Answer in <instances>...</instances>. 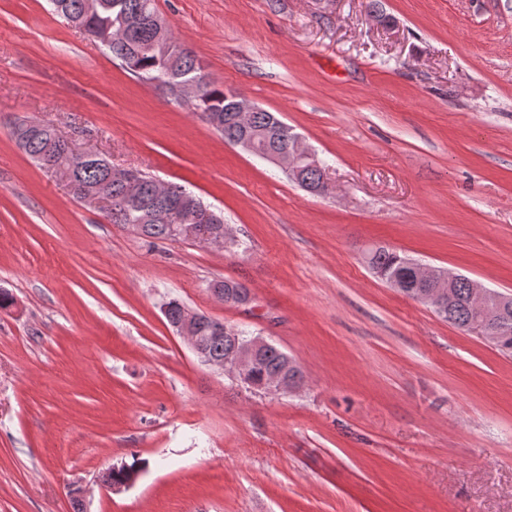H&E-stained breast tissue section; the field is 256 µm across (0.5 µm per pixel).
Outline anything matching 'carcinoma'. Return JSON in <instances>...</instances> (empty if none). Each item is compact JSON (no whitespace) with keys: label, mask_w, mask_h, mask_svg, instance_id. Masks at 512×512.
Returning a JSON list of instances; mask_svg holds the SVG:
<instances>
[{"label":"carcinoma","mask_w":512,"mask_h":512,"mask_svg":"<svg viewBox=\"0 0 512 512\" xmlns=\"http://www.w3.org/2000/svg\"><path fill=\"white\" fill-rule=\"evenodd\" d=\"M84 0H49L51 8L67 20L81 18ZM96 13L87 21L86 33L99 43L106 44V50L115 60L128 58L133 62L129 72L137 77L154 81L167 74V63L175 58L171 79L175 82L195 79L198 83L197 96L192 100L200 117L210 121L218 114L222 117L224 140L235 143L249 135L256 149L263 152H282L288 149V137L283 132L284 123L272 113L260 110L251 113L249 124L243 126L237 120V113L230 107L224 89L216 86L197 63L191 47L175 38L172 29L161 24L162 18L156 11L154 0H97ZM13 135L25 152L39 166L51 163L56 167L74 168L76 190L73 196L81 199L84 191L97 188L112 195V212L105 214L112 224L140 225V234L148 238H172L174 226L189 223L190 208L181 204L178 198L161 202L153 196V179L145 176L140 198L131 201L123 188L112 182L102 160H84L76 155L78 146L69 150L59 147L55 128L46 124H31L19 120ZM325 167H308L300 186L312 192L326 188ZM364 262L369 269L385 282L393 279L403 284L405 295L415 299L419 292L432 289L437 283L421 275L416 269V260L391 248L371 247L364 252ZM453 301L443 310L436 312L441 319L451 323L463 332H470L483 325L495 334V346L504 354H512V308L502 312L493 305L477 307L470 301L471 288L468 277L457 280L452 288ZM224 323L200 316L198 336L209 355L222 359L235 349L234 337L246 339L242 330L235 336L219 332ZM288 371V383L300 387L304 376L298 364L286 365V353L275 345L266 348L260 359L250 368L244 384L262 390V386L274 376ZM146 462L135 459L123 463L112 478L128 480L144 470Z\"/></svg>","instance_id":"carcinoma-1"}]
</instances>
